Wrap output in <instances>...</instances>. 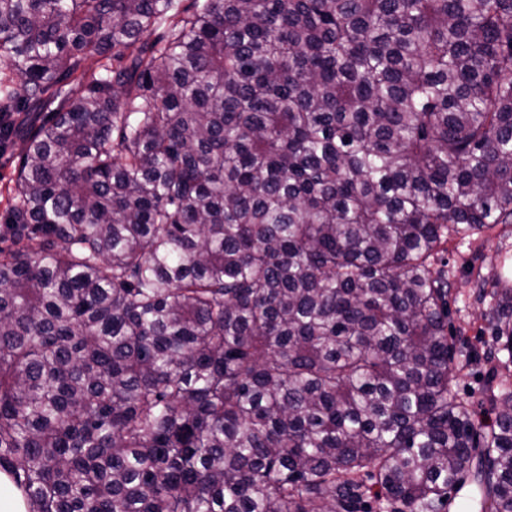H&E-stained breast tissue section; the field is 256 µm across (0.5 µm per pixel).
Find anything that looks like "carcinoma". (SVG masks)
<instances>
[{
    "mask_svg": "<svg viewBox=\"0 0 512 512\" xmlns=\"http://www.w3.org/2000/svg\"><path fill=\"white\" fill-rule=\"evenodd\" d=\"M18 141L29 512H512V383L457 400L437 266L512 224V0H0ZM477 297L507 370L512 280Z\"/></svg>",
    "mask_w": 512,
    "mask_h": 512,
    "instance_id": "1",
    "label": "carcinoma"
}]
</instances>
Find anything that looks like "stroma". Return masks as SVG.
Wrapping results in <instances>:
<instances>
[{"label":"stroma","instance_id":"1","mask_svg":"<svg viewBox=\"0 0 512 512\" xmlns=\"http://www.w3.org/2000/svg\"><path fill=\"white\" fill-rule=\"evenodd\" d=\"M504 251L512 252V226L497 227L481 237H449L446 250L439 255L451 282L448 332L457 347L454 389L488 422L495 418L488 400L493 365L485 354L491 330L485 305L474 298L473 283L477 277L487 278L498 271L499 255Z\"/></svg>","mask_w":512,"mask_h":512}]
</instances>
